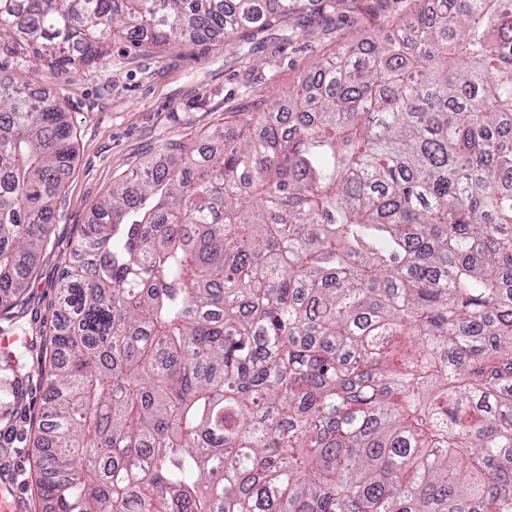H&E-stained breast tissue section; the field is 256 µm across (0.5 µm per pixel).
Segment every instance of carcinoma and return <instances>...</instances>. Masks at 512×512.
I'll return each mask as SVG.
<instances>
[{"label":"carcinoma","mask_w":512,"mask_h":512,"mask_svg":"<svg viewBox=\"0 0 512 512\" xmlns=\"http://www.w3.org/2000/svg\"><path fill=\"white\" fill-rule=\"evenodd\" d=\"M301 2L0 0V53L55 73ZM412 2L96 206L41 367V512H512V0ZM75 156L0 81V335Z\"/></svg>","instance_id":"obj_1"}]
</instances>
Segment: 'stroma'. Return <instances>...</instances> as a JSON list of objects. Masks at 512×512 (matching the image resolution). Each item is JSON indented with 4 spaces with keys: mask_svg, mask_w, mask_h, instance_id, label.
<instances>
[{
    "mask_svg": "<svg viewBox=\"0 0 512 512\" xmlns=\"http://www.w3.org/2000/svg\"><path fill=\"white\" fill-rule=\"evenodd\" d=\"M411 13V0H337L332 8L310 0L287 22L248 39L132 48L114 55L110 64L60 74L41 66L20 72L0 54V78H19L31 91L53 98L76 145L48 241L24 301L14 310L17 323L30 336L48 333L64 259L93 210L116 180L131 176L161 144L200 142L216 127H231L268 95H287L314 61L343 42L362 41ZM44 391L34 374L21 401L0 392V493L24 494V512H39L32 441Z\"/></svg>",
    "mask_w": 512,
    "mask_h": 512,
    "instance_id": "1",
    "label": "stroma"
}]
</instances>
